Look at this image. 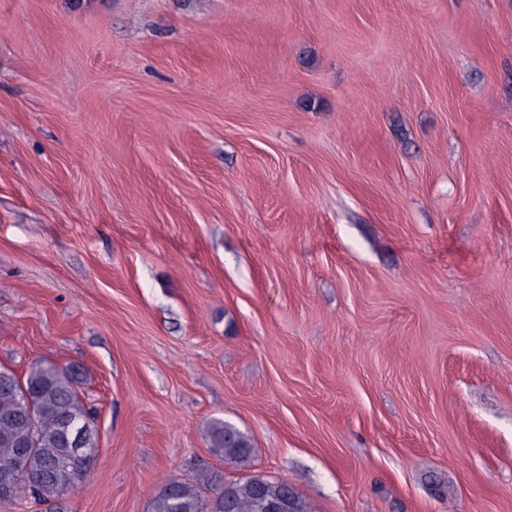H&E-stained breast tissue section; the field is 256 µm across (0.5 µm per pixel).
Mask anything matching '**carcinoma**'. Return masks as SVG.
<instances>
[{"label":"carcinoma","mask_w":512,"mask_h":512,"mask_svg":"<svg viewBox=\"0 0 512 512\" xmlns=\"http://www.w3.org/2000/svg\"><path fill=\"white\" fill-rule=\"evenodd\" d=\"M80 372L49 360L33 362L23 376L0 366V485L15 476V461L26 453L25 475L31 498L51 503L78 488L95 464L86 449L98 447L95 411L77 393ZM79 434L82 447L72 444ZM210 452L224 464L248 467L255 448L251 437L220 418L209 427ZM292 495V512H313L287 482L261 474L226 480L201 469L191 479L168 478L151 499L149 512H264L263 501Z\"/></svg>","instance_id":"obj_1"}]
</instances>
